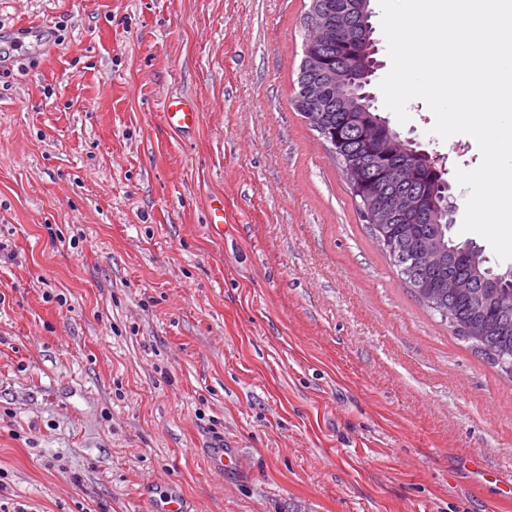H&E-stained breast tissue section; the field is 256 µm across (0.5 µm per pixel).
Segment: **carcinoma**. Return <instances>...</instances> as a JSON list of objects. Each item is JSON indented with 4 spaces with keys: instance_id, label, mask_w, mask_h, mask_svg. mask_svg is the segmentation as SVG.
Segmentation results:
<instances>
[{
    "instance_id": "1",
    "label": "carcinoma",
    "mask_w": 512,
    "mask_h": 512,
    "mask_svg": "<svg viewBox=\"0 0 512 512\" xmlns=\"http://www.w3.org/2000/svg\"><path fill=\"white\" fill-rule=\"evenodd\" d=\"M370 0H310L305 24L320 37L305 36L295 80L294 105L329 145L342 170H351L350 186L360 212L382 213L387 222L370 224L375 239L387 236L408 257L393 262L414 296L489 365L512 379V272L495 274L484 266L471 242L448 237L450 224L441 210L448 195L445 172L423 150L400 138L368 96L362 80L376 44L351 40L336 29Z\"/></svg>"
}]
</instances>
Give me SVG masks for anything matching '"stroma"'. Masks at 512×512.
<instances>
[{"label":"stroma","mask_w":512,"mask_h":512,"mask_svg":"<svg viewBox=\"0 0 512 512\" xmlns=\"http://www.w3.org/2000/svg\"><path fill=\"white\" fill-rule=\"evenodd\" d=\"M308 6L0 0L55 34L0 74V512H512L484 476L512 475V381L410 293L294 106ZM408 113L449 237L512 270L461 230L476 141ZM163 117L169 128L183 132L197 126L199 110L194 101L172 96L163 105Z\"/></svg>","instance_id":"1"}]
</instances>
